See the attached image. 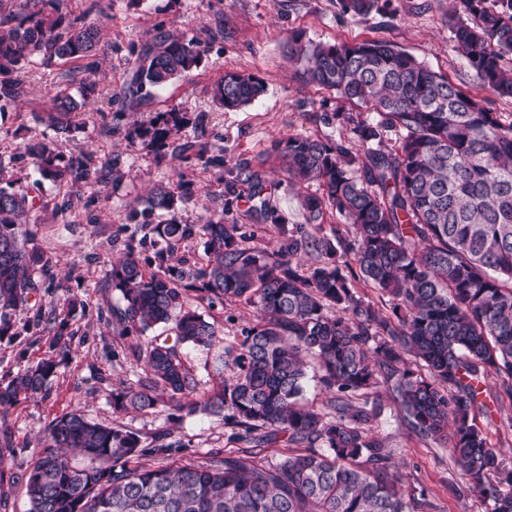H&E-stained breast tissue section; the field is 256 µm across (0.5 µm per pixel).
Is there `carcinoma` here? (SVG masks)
<instances>
[{"mask_svg": "<svg viewBox=\"0 0 512 512\" xmlns=\"http://www.w3.org/2000/svg\"><path fill=\"white\" fill-rule=\"evenodd\" d=\"M448 16L456 51L480 86L512 97V0H458ZM91 0L77 14L70 0H0V110L28 95L19 72L36 58L68 65L56 87V108L37 119L57 134L76 129L79 101L102 95L95 78L100 31L87 21L99 10ZM200 43L159 28L137 55L123 100L134 104L153 89L197 67ZM288 59L306 62L308 82L376 115L353 132L359 151L296 134L276 153L289 179L316 182L323 197L302 201L310 233L288 229L270 205L258 170L237 167L258 220L280 230L273 253L248 245L224 213L203 224H183L176 208L189 200L161 184L130 204L134 229L124 255L110 263L108 285L122 305L112 317L122 335L156 326L166 334L139 349L144 375L112 393L122 413L154 410L173 402L177 411L227 413L248 444L239 454L177 467L140 462L147 452L175 447L165 433L151 449L130 430L89 420L78 410L53 420L25 479L30 512H432L425 490L410 497L371 423L381 414L371 391L383 384L396 394L413 431L449 442L455 463L489 500L492 512H512V466H505L476 422L482 384L497 375L496 397L512 400V122L414 57L381 41L304 43L288 40ZM78 81L80 99L69 91ZM265 91L254 75L228 71L215 84V101L227 110L252 103ZM206 115L158 112L126 136L179 163L193 159L224 171V158L205 157L193 142L172 138ZM395 134L394 145L383 144ZM38 174L15 188L0 164V328L30 296L52 283L51 259L26 230L43 182L105 185L118 177V160L92 152L65 155L44 139L24 147ZM328 205L354 226L346 241L322 233ZM156 211L170 214L154 224ZM150 239L152 255L138 245ZM202 242L206 263L170 264L185 241ZM316 255L305 266L302 256ZM353 255L362 279L391 301L384 314L357 295L341 259ZM195 293L211 303L243 301L257 321L225 352L233 376L210 398L193 399L199 383L184 363L187 346L221 342L215 324L187 306ZM316 359L329 394L317 411L304 402L306 357ZM424 372L410 368V361ZM56 363L44 360L0 386V408L47 390ZM273 445L288 453L273 463L260 457Z\"/></svg>", "mask_w": 512, "mask_h": 512, "instance_id": "1", "label": "carcinoma"}]
</instances>
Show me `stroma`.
<instances>
[{"mask_svg":"<svg viewBox=\"0 0 512 512\" xmlns=\"http://www.w3.org/2000/svg\"><path fill=\"white\" fill-rule=\"evenodd\" d=\"M101 10L91 19L101 28L96 79L102 91L96 101L80 107L79 130L55 136L36 115L50 111L55 85L67 70L60 61H35L22 71L30 94L22 104L0 112V162L13 168L19 187L34 178L30 158L22 154L30 141L55 139L58 150L71 154L92 151L103 158H118L119 180L108 185L80 184L56 187L45 184L42 203L32 212L29 231L50 256L55 286L40 292L29 306L19 309L9 329L0 331V384L45 358L57 368L45 392L24 400L8 411L0 410V432L11 436L9 448L0 450V512H28L26 485L20 476L33 462L37 438L57 416L82 411L89 419L136 432L150 442L159 432L170 433L176 446L167 455H147L149 463H202L214 455L240 450L232 427L223 416L188 415L161 407L149 413L119 414L112 408V391L133 383L143 371L133 352L147 336L119 335L110 312L118 294L105 283L107 260L119 256L127 236L124 228L128 204L146 197L156 184L169 182L174 160H156L140 141L126 138L124 130L149 122L153 114L170 108L207 113L203 130L184 129L180 140L202 143L208 155L223 156L224 171L238 165L257 169L271 186L270 203L291 224H302L301 198L322 195L318 183L289 184L274 151L282 139L303 134L323 141L353 146L352 111L335 94L308 84L302 62L289 60L285 46L294 34L303 41L354 43L383 40L452 83L477 97L503 120H512V98L483 89L449 39V0H376L361 17L344 13L341 0H100ZM176 36L198 40L203 48L199 66L155 90L151 99L123 107L122 89L129 80L138 51L154 40L157 27ZM233 70L261 78L265 92L252 104L236 110L219 107L212 86ZM123 111L121 132L104 130L116 111ZM193 194L180 204L179 219L203 223L216 210L224 221L242 225L252 246L274 251L280 234L272 224L250 218L247 199L228 193L215 169L198 164L187 169ZM69 197L67 213L56 202ZM77 297L80 305L69 318L66 348L56 343L58 298ZM192 309L214 322L222 343L212 349L187 347L184 360L199 381L200 395H210L220 378L217 360L225 348L237 347L255 313L243 302L211 304L190 300ZM500 380L489 375L481 401L489 416H478L504 462L512 463V401L493 402ZM382 415L374 424L405 477V492L424 489L437 512H490L491 505L472 491L470 477L454 462L448 446L424 439L411 429L405 413L386 387H378Z\"/></svg>","mask_w":512,"mask_h":512,"instance_id":"stroma-1","label":"stroma"}]
</instances>
